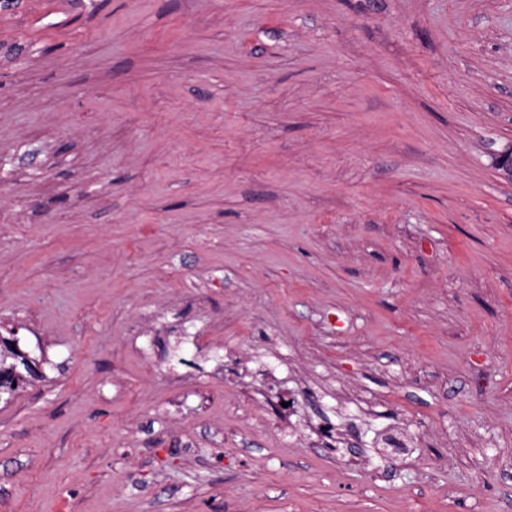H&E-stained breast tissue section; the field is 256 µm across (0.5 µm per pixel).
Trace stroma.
<instances>
[{"instance_id": "1", "label": "stroma", "mask_w": 512, "mask_h": 512, "mask_svg": "<svg viewBox=\"0 0 512 512\" xmlns=\"http://www.w3.org/2000/svg\"><path fill=\"white\" fill-rule=\"evenodd\" d=\"M12 35L0 333L45 378L0 404V512H512V0ZM26 210L17 201L9 196H0V223L1 224H25Z\"/></svg>"}]
</instances>
